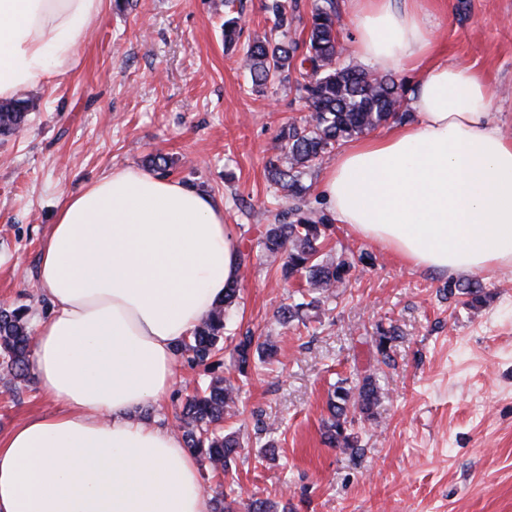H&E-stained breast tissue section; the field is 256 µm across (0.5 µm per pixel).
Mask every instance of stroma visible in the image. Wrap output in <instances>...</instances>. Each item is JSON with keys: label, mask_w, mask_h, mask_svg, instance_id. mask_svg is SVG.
<instances>
[{"label": "stroma", "mask_w": 512, "mask_h": 512, "mask_svg": "<svg viewBox=\"0 0 512 512\" xmlns=\"http://www.w3.org/2000/svg\"><path fill=\"white\" fill-rule=\"evenodd\" d=\"M268 0H104L76 57L34 99L22 131L0 135V306L49 312L34 286L43 234L61 199L116 166L148 168L168 157L170 177L224 203L239 249L250 253L231 330L251 331L279 354L239 372L233 335L218 374L239 386L244 448L229 474L199 460L207 496L237 483V499H269L290 512H512V267L475 276L486 299L454 293L460 275L404 264L391 251L333 225L325 259L346 258V282L304 323L279 325L273 313L300 301L303 280L283 279L262 258L264 226L288 205L268 181L265 162L281 127L308 118L294 84L254 90L241 66L247 45L305 35L315 0H299L302 20L276 29ZM437 57L485 77L493 121L512 136V0H426ZM243 32L224 43L226 17ZM396 329L392 365L375 338ZM373 375L386 397L353 426L356 454L329 447L322 419L331 384ZM182 364L177 385L137 418L177 428L187 393L206 381ZM36 378L11 384L0 370V435L52 412ZM275 442L276 456L265 455Z\"/></svg>", "instance_id": "35a3bbf8"}]
</instances>
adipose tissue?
<instances>
[{
  "label": "adipose tissue",
  "mask_w": 512,
  "mask_h": 512,
  "mask_svg": "<svg viewBox=\"0 0 512 512\" xmlns=\"http://www.w3.org/2000/svg\"><path fill=\"white\" fill-rule=\"evenodd\" d=\"M103 0H0V100L49 83ZM355 54L417 72L410 123L344 148L322 176L333 221L421 269L512 265V140L483 76L438 61L424 0H349ZM224 205L116 167L60 205L36 281L33 369L55 412L0 437V512H210L179 433L135 418L176 383L175 348L239 280Z\"/></svg>",
  "instance_id": "ef3b65f1"
}]
</instances>
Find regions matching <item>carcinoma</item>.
Segmentation results:
<instances>
[{
	"label": "carcinoma",
	"instance_id": "cac0c4a2",
	"mask_svg": "<svg viewBox=\"0 0 512 512\" xmlns=\"http://www.w3.org/2000/svg\"><path fill=\"white\" fill-rule=\"evenodd\" d=\"M298 0H271L267 9L275 24L288 28L299 13ZM336 0H322L308 18V34L302 43L285 40L255 41L244 54L243 63L251 82L258 89L274 79L301 77L299 90L304 92L310 119L303 125H285L268 156L265 169L272 184L284 197L302 200L309 187L302 181L305 171L332 153L347 139L371 131L390 119L401 120L404 89L390 74H376L356 66L339 65L341 43L336 29ZM33 108L31 100L17 97L0 104V134L12 135L24 125ZM330 219L308 216L300 206L289 208L278 223L269 224L260 241L265 256L282 260L285 277H300L308 285L310 300L279 306L275 317L286 327L300 319L306 309H315L335 288L343 284L350 265L345 260L329 262L323 258ZM457 291L474 305L483 301L484 289L477 281L458 285ZM239 298L238 283L226 289L224 299L178 347L181 356L195 366L208 368L223 350L227 332L226 311ZM397 340L389 330L376 340L382 362L391 360L392 343ZM32 336L28 327L27 308H0V365L9 381L28 375ZM239 372L249 367L252 358H274L277 347L255 343L251 331L237 337L235 345ZM385 395L371 375L356 382L342 379L333 386L327 401V418L323 420L326 443L342 451L355 448L351 432L352 415L371 417ZM238 388L221 376L209 379L203 387L186 397L182 409V438L186 447L203 456L215 472L227 471L237 449L241 447L234 433H224V420L238 412ZM234 488L219 491L213 498L214 512H234ZM249 512H288L266 499L255 498Z\"/></svg>",
	"mask_w": 512,
	"mask_h": 512
}]
</instances>
